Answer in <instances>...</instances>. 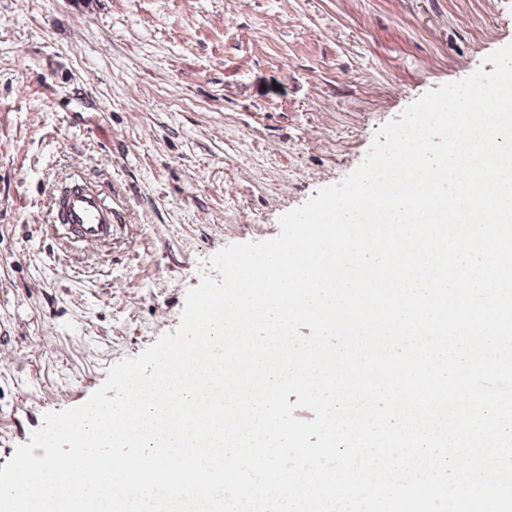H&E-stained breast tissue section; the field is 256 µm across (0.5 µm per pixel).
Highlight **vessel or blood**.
<instances>
[{"instance_id": "b4317fda", "label": "vessel or blood", "mask_w": 512, "mask_h": 512, "mask_svg": "<svg viewBox=\"0 0 512 512\" xmlns=\"http://www.w3.org/2000/svg\"><path fill=\"white\" fill-rule=\"evenodd\" d=\"M65 225L73 239L97 242L112 234L116 216L101 194L82 184L70 185L60 204Z\"/></svg>"}]
</instances>
